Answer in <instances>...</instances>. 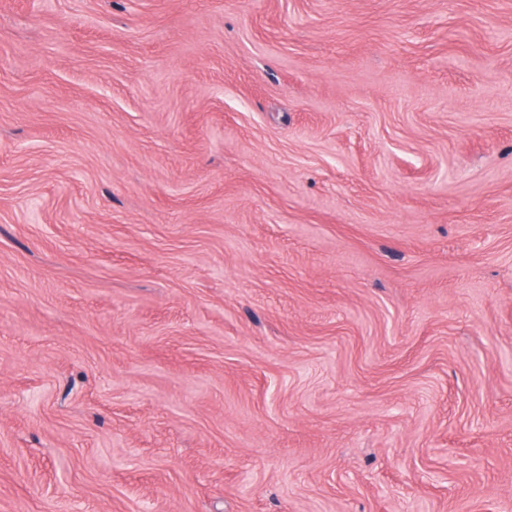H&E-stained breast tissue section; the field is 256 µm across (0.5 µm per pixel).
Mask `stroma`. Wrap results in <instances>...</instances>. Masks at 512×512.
<instances>
[{
  "instance_id": "1",
  "label": "stroma",
  "mask_w": 512,
  "mask_h": 512,
  "mask_svg": "<svg viewBox=\"0 0 512 512\" xmlns=\"http://www.w3.org/2000/svg\"><path fill=\"white\" fill-rule=\"evenodd\" d=\"M0 512H512V0H0Z\"/></svg>"
}]
</instances>
